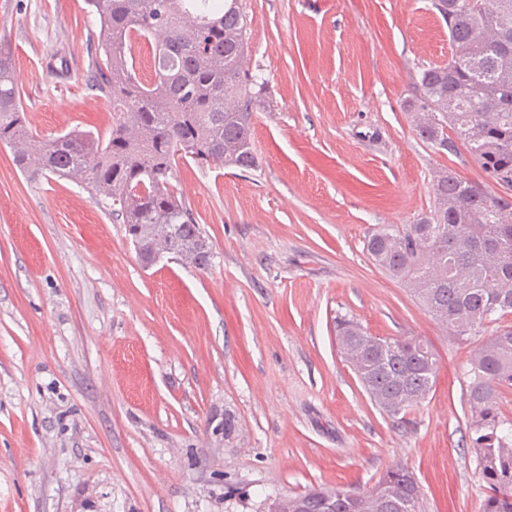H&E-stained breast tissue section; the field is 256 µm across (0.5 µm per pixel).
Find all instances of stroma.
I'll list each match as a JSON object with an SVG mask.
<instances>
[{
  "label": "stroma",
  "instance_id": "stroma-1",
  "mask_svg": "<svg viewBox=\"0 0 512 512\" xmlns=\"http://www.w3.org/2000/svg\"><path fill=\"white\" fill-rule=\"evenodd\" d=\"M257 170L182 161L172 183L212 247L207 269L146 267L81 184L28 176L0 145V512H266L319 487L412 471L422 512H480L458 340L368 257L377 228L424 217L448 167L403 104L447 63L432 0H240ZM86 0H0V40L33 133L106 134L84 78ZM414 337L435 383L383 414L336 343L338 316Z\"/></svg>",
  "mask_w": 512,
  "mask_h": 512
}]
</instances>
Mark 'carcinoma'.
Segmentation results:
<instances>
[{
  "mask_svg": "<svg viewBox=\"0 0 512 512\" xmlns=\"http://www.w3.org/2000/svg\"><path fill=\"white\" fill-rule=\"evenodd\" d=\"M100 25L99 62L85 77L112 101L108 135L72 129L20 151L34 138L0 52V144L24 174L46 172L85 185L112 202L138 258L170 252L198 269L209 266L200 224L170 182L180 160L209 168H257L250 119L257 82L243 70L247 17L239 0H88ZM448 24L454 53L421 70L417 94L405 102L420 138L440 151L462 145L501 193L438 172L433 208L415 224L384 226L365 241L372 261L402 282L428 312L469 336L512 314V0H433ZM152 48L154 77L137 73L132 49ZM340 349L371 400L396 418L419 406L435 381L437 359L417 338L370 336L352 319L336 320ZM468 444L485 483L481 512H512V419L501 392L512 388V326L477 347L464 372ZM398 498L377 511L384 492ZM336 497V512H421V493L406 468L386 471L361 493L342 487L304 495Z\"/></svg>",
  "mask_w": 512,
  "mask_h": 512,
  "instance_id": "1",
  "label": "carcinoma"
}]
</instances>
